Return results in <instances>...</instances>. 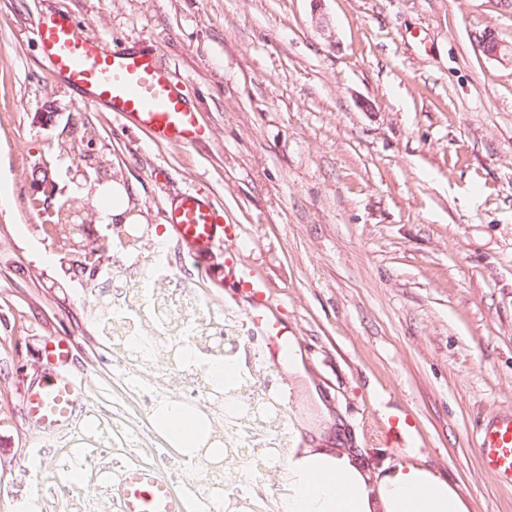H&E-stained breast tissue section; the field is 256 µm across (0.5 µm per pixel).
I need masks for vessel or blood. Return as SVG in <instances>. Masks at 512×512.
<instances>
[{
  "mask_svg": "<svg viewBox=\"0 0 512 512\" xmlns=\"http://www.w3.org/2000/svg\"><path fill=\"white\" fill-rule=\"evenodd\" d=\"M31 33L39 45L53 80L78 91L80 104L105 109L146 130L155 141L182 146L193 144L199 133L196 110L182 86L162 64L158 49L134 45L112 47L104 38L82 30L67 12L49 8L33 23ZM167 222L189 256H197L214 243L238 238L236 225L199 193L187 191L174 199ZM225 265L241 292L256 306L251 322L259 324L271 342L269 367L277 355L287 353L286 329L257 303L267 283L252 269L227 258ZM72 343L64 337L44 345L47 367L23 400L26 418L47 432L67 428L84 393L68 372ZM478 445L485 466L512 481V412L498 415L481 429ZM118 512H195L190 497L178 492L155 468L130 465L109 483Z\"/></svg>",
  "mask_w": 512,
  "mask_h": 512,
  "instance_id": "obj_1",
  "label": "vessel or blood"
}]
</instances>
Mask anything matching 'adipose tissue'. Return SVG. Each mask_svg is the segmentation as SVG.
<instances>
[{
    "instance_id": "ef3b65f1",
    "label": "adipose tissue",
    "mask_w": 512,
    "mask_h": 512,
    "mask_svg": "<svg viewBox=\"0 0 512 512\" xmlns=\"http://www.w3.org/2000/svg\"><path fill=\"white\" fill-rule=\"evenodd\" d=\"M153 418L187 456L210 430L201 413L172 400L158 402ZM284 472L282 512H472L456 487L423 462L374 467L345 448H304L289 455Z\"/></svg>"
}]
</instances>
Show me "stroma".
I'll return each mask as SVG.
<instances>
[{"instance_id": "stroma-1", "label": "stroma", "mask_w": 512, "mask_h": 512, "mask_svg": "<svg viewBox=\"0 0 512 512\" xmlns=\"http://www.w3.org/2000/svg\"><path fill=\"white\" fill-rule=\"evenodd\" d=\"M113 43L155 47L203 127L191 146L158 143L112 113L78 108L50 78L29 30L48 5ZM512 0H0V512H117L107 473L179 460L156 427L158 395L121 377L99 321L121 279L99 286L55 235L64 201L104 232L100 181L132 185L139 247L113 243V271L162 250L190 292L194 325L224 322L245 375L269 338L224 277L236 251L270 281L304 373L266 370L290 388L283 454L347 437L368 463L408 448L448 478L473 512H512V485L484 466L477 433L512 412ZM96 137L87 180L70 182L71 115ZM196 191L241 227L233 245L182 252L165 214ZM66 337L85 397L68 429L21 417ZM237 467L224 494L240 512H281V470L257 479L246 441L207 403ZM408 421L386 435L388 415Z\"/></svg>"}]
</instances>
